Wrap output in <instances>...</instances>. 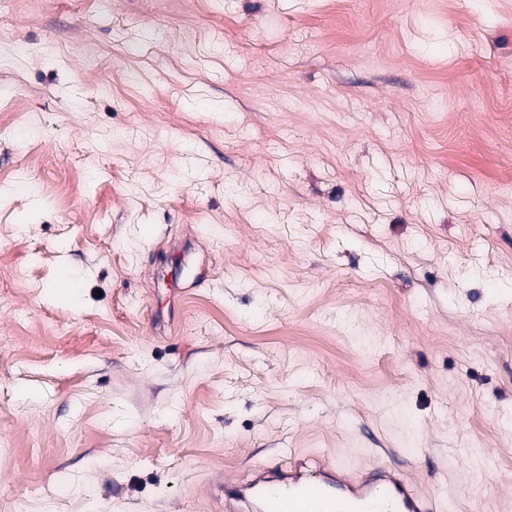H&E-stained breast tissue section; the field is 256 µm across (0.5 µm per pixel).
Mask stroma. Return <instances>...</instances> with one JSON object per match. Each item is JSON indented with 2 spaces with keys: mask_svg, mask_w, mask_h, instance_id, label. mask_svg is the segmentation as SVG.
Segmentation results:
<instances>
[{
  "mask_svg": "<svg viewBox=\"0 0 512 512\" xmlns=\"http://www.w3.org/2000/svg\"><path fill=\"white\" fill-rule=\"evenodd\" d=\"M507 8L0 0V505L301 454L512 512Z\"/></svg>",
  "mask_w": 512,
  "mask_h": 512,
  "instance_id": "1",
  "label": "stroma"
}]
</instances>
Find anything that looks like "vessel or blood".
Segmentation results:
<instances>
[{
	"mask_svg": "<svg viewBox=\"0 0 512 512\" xmlns=\"http://www.w3.org/2000/svg\"><path fill=\"white\" fill-rule=\"evenodd\" d=\"M436 512L434 499L416 491L410 478L380 463L351 478L295 460L289 467L258 469L245 483L226 487L225 512Z\"/></svg>",
	"mask_w": 512,
	"mask_h": 512,
	"instance_id": "b4317fda",
	"label": "vessel or blood"
}]
</instances>
